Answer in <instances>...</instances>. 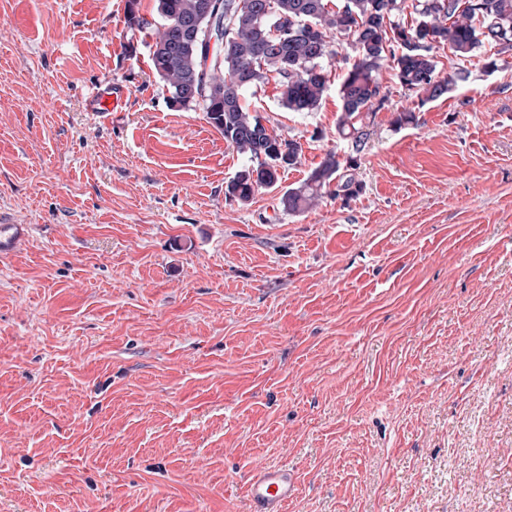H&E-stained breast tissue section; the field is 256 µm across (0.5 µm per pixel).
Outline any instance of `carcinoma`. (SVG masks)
Returning <instances> with one entry per match:
<instances>
[{"label":"carcinoma","instance_id":"cac0c4a2","mask_svg":"<svg viewBox=\"0 0 512 512\" xmlns=\"http://www.w3.org/2000/svg\"><path fill=\"white\" fill-rule=\"evenodd\" d=\"M208 0H157L152 70L176 108L200 106L224 141L248 164L227 182L224 194L243 203L277 187L278 168L297 163L301 143L283 139L249 108V92L274 82L282 105L312 112L327 89L325 61L335 42L349 40L355 61L339 88L336 133L349 154L328 152L297 187L283 192V212L299 215L328 195L348 200L362 190L357 154L374 133L378 111L389 102L381 72L390 68L418 105L450 93L470 72L442 76L435 49L448 46L459 58L478 57L487 73L512 56V0H219L216 23L224 41L207 61Z\"/></svg>","mask_w":512,"mask_h":512}]
</instances>
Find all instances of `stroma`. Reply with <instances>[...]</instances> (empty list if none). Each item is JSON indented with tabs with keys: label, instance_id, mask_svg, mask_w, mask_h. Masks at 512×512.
<instances>
[{
	"label": "stroma",
	"instance_id": "stroma-1",
	"mask_svg": "<svg viewBox=\"0 0 512 512\" xmlns=\"http://www.w3.org/2000/svg\"><path fill=\"white\" fill-rule=\"evenodd\" d=\"M128 0H0V512H248L288 465L286 512H512V66L447 98L391 91L360 194L284 213L330 150L347 44L302 145L246 203V164L172 107ZM130 90L90 111L93 86ZM31 233L28 224H12L0 217V255L13 253ZM297 478L286 465L264 467L256 471L247 484L251 512H282L294 496Z\"/></svg>",
	"mask_w": 512,
	"mask_h": 512
}]
</instances>
